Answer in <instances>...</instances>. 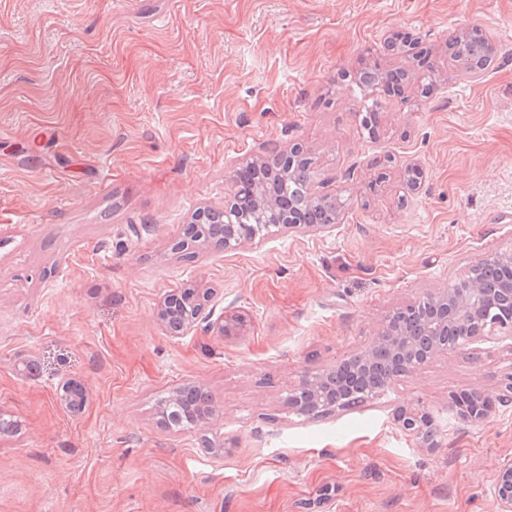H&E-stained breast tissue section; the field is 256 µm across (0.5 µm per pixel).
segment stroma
Listing matches in <instances>:
<instances>
[{"instance_id":"stroma-1","label":"stroma","mask_w":512,"mask_h":512,"mask_svg":"<svg viewBox=\"0 0 512 512\" xmlns=\"http://www.w3.org/2000/svg\"><path fill=\"white\" fill-rule=\"evenodd\" d=\"M471 28L494 56L475 76L448 56ZM395 42L425 64L381 99L371 138L355 84L409 67ZM296 145L313 192L341 205L335 232L173 252L238 167ZM504 252L512 0H0V414L19 425L0 436V512H496L512 342L448 352L327 416L285 397L392 309ZM185 288L206 318L174 339L157 308ZM72 380L78 414L59 400ZM190 383L219 415L161 427V401ZM469 388L497 401L476 427L448 409ZM417 403L440 448L394 421Z\"/></svg>"}]
</instances>
